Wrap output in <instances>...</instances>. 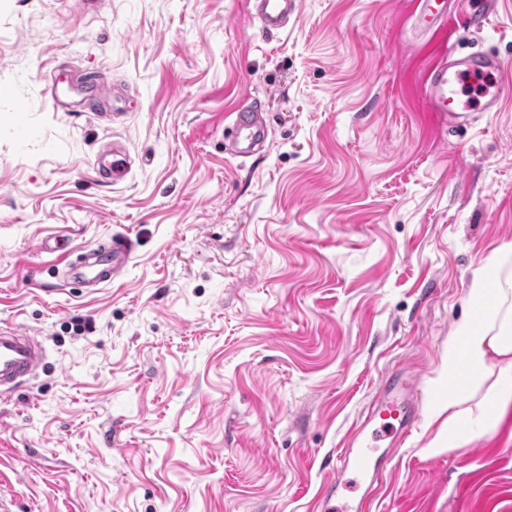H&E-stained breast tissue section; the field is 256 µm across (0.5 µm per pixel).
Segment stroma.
<instances>
[{
	"label": "stroma",
	"instance_id": "stroma-1",
	"mask_svg": "<svg viewBox=\"0 0 512 512\" xmlns=\"http://www.w3.org/2000/svg\"><path fill=\"white\" fill-rule=\"evenodd\" d=\"M268 33L248 0H0V326L45 368L0 395L11 512H318L336 454L387 374L418 422L370 512H512V417L464 396L484 437L448 446V341L512 245V84L451 128L437 52L512 65V0L475 30L418 0H298ZM101 87L58 112L45 87ZM257 102L266 150L224 152ZM135 162L111 185L112 142ZM128 239L89 292L65 252Z\"/></svg>",
	"mask_w": 512,
	"mask_h": 512
}]
</instances>
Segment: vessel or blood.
Returning <instances> with one entry per match:
<instances>
[{
	"label": "vessel or blood",
	"mask_w": 512,
	"mask_h": 512,
	"mask_svg": "<svg viewBox=\"0 0 512 512\" xmlns=\"http://www.w3.org/2000/svg\"><path fill=\"white\" fill-rule=\"evenodd\" d=\"M250 11L266 31L286 29L295 16L297 0H248ZM503 62L493 53L477 52L462 57H446L428 73L425 96L430 111L449 124L469 121L477 112H495L503 100ZM229 152L237 158L258 154L268 138L265 113L257 107L240 108L231 114ZM131 167L128 153L113 148L112 161L104 175L110 183L125 180ZM130 243L116 239L89 249L66 264V278L92 288L110 283L129 262ZM45 360L38 337L13 327H0V392L19 388L25 378L35 376ZM411 386L404 377L392 374L373 408L356 426L346 448L337 454L336 472L322 497L321 512H364V500L336 504L338 489L350 485L351 474L363 482L377 483L386 471L388 447L405 443L418 416L409 398Z\"/></svg>",
	"instance_id": "vessel-or-blood-1"
}]
</instances>
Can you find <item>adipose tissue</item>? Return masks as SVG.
I'll return each mask as SVG.
<instances>
[{"instance_id": "obj_1", "label": "adipose tissue", "mask_w": 512, "mask_h": 512, "mask_svg": "<svg viewBox=\"0 0 512 512\" xmlns=\"http://www.w3.org/2000/svg\"><path fill=\"white\" fill-rule=\"evenodd\" d=\"M472 305L488 306L485 325L464 321L448 343V373L458 394L485 386L492 412H512V250L495 252L469 290Z\"/></svg>"}]
</instances>
